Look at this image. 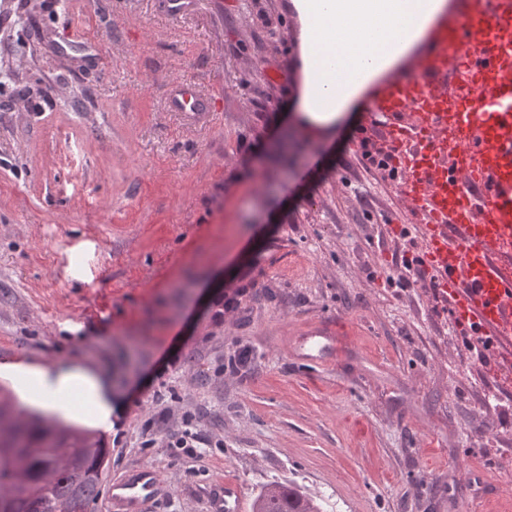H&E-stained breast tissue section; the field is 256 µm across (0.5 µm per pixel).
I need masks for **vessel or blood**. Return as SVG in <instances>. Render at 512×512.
Returning <instances> with one entry per match:
<instances>
[{
  "instance_id": "obj_1",
  "label": "vessel or blood",
  "mask_w": 512,
  "mask_h": 512,
  "mask_svg": "<svg viewBox=\"0 0 512 512\" xmlns=\"http://www.w3.org/2000/svg\"><path fill=\"white\" fill-rule=\"evenodd\" d=\"M384 127L391 187L410 214L417 267L431 273L457 329L479 337L493 361L512 357V269L499 258L512 240V0H452L407 67L372 89ZM176 112L209 100L177 86ZM141 466L110 479V512H145L163 490ZM225 480L212 512H242Z\"/></svg>"
}]
</instances>
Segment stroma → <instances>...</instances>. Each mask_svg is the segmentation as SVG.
<instances>
[{
    "mask_svg": "<svg viewBox=\"0 0 512 512\" xmlns=\"http://www.w3.org/2000/svg\"><path fill=\"white\" fill-rule=\"evenodd\" d=\"M301 35L292 0H0V385L54 417L30 372L99 379L106 474L166 483L147 512H211L227 478L248 507L290 481L325 512H512V387L405 268L410 218L353 150L369 97L270 153ZM180 82L216 110L173 111ZM319 325L334 349L298 357Z\"/></svg>",
    "mask_w": 512,
    "mask_h": 512,
    "instance_id": "1",
    "label": "stroma"
}]
</instances>
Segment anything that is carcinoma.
Returning a JSON list of instances; mask_svg holds the SVG:
<instances>
[{
  "label": "carcinoma",
  "mask_w": 512,
  "mask_h": 512,
  "mask_svg": "<svg viewBox=\"0 0 512 512\" xmlns=\"http://www.w3.org/2000/svg\"><path fill=\"white\" fill-rule=\"evenodd\" d=\"M108 456L101 433L18 411L0 395V512H91ZM253 512H322V505L291 483H273Z\"/></svg>",
  "instance_id": "carcinoma-1"
}]
</instances>
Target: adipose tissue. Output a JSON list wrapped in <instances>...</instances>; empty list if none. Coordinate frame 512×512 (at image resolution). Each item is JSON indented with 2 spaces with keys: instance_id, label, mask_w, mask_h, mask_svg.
<instances>
[{
  "instance_id": "obj_1",
  "label": "adipose tissue",
  "mask_w": 512,
  "mask_h": 512,
  "mask_svg": "<svg viewBox=\"0 0 512 512\" xmlns=\"http://www.w3.org/2000/svg\"><path fill=\"white\" fill-rule=\"evenodd\" d=\"M443 0H372L363 20H356L345 0H297L311 32L303 56L306 78L302 110L292 125L307 139L327 136L367 83L381 75L419 38ZM41 398L64 413L70 397L81 391L102 426H110L112 405L99 382L83 370L58 367L39 372Z\"/></svg>"
}]
</instances>
